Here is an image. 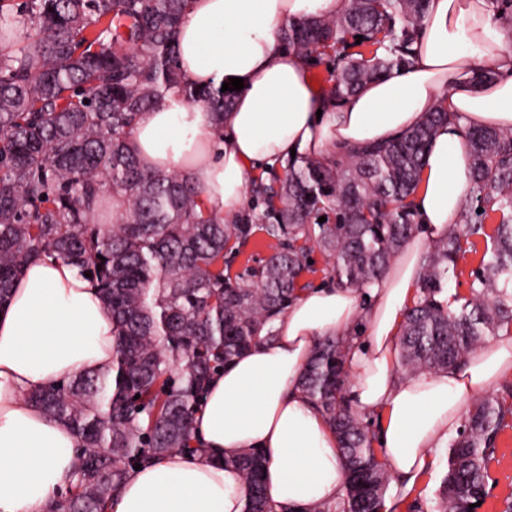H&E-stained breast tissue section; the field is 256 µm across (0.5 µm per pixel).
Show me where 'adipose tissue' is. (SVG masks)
<instances>
[{
  "label": "adipose tissue",
  "mask_w": 512,
  "mask_h": 512,
  "mask_svg": "<svg viewBox=\"0 0 512 512\" xmlns=\"http://www.w3.org/2000/svg\"><path fill=\"white\" fill-rule=\"evenodd\" d=\"M349 0H190L178 34V66L196 88L239 77L224 130L204 104L165 96L136 126L151 169L188 176L202 207L231 223L258 169L291 158L326 159L390 139L445 105L456 116L430 142L412 206L419 236L364 289L319 285L298 294L261 340L210 381L193 434L225 456L261 450L271 512H309L344 499L347 471L336 436L298 388L315 343L343 340L351 397L377 417L379 458L410 493L436 449L460 428L466 406L512 375V330L436 374L397 370L404 316L419 288L424 251L460 219L469 189L467 129L512 128V36L491 0H429L410 65L335 101L279 31L299 19L343 15ZM494 67V79L483 78ZM112 314L68 262L29 263L0 306V512H44L72 471V429L33 405L32 393L64 378L111 368ZM242 473L174 453L127 477L111 512H245Z\"/></svg>",
  "instance_id": "adipose-tissue-1"
}]
</instances>
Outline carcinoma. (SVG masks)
Segmentation results:
<instances>
[{
  "label": "carcinoma",
  "mask_w": 512,
  "mask_h": 512,
  "mask_svg": "<svg viewBox=\"0 0 512 512\" xmlns=\"http://www.w3.org/2000/svg\"><path fill=\"white\" fill-rule=\"evenodd\" d=\"M189 0H0V305L24 266L61 258L90 274L112 312V367L66 378L31 395L49 418L74 431L70 478L47 512H106L136 464L201 453L192 432L205 388L249 349L309 287L316 247L340 285L380 280L419 225L410 197L444 105L383 144L331 163L288 164L282 180L259 179L261 215L226 224L207 215L183 175L144 168L134 130L169 93L206 104L224 133L233 93L196 89L178 68L177 33ZM427 0H350L339 18L291 22L283 46L309 62L331 49L329 92L340 101L365 83L409 64ZM362 41H357V36ZM472 190L459 223L426 257L420 293L401 329L407 374L463 362L486 336L512 326V130L473 128ZM112 196V223L105 193ZM496 220L488 233L473 214ZM332 224H310L319 210ZM258 225H252V221ZM263 231L277 247L256 268L232 277L224 257ZM484 241L469 296L442 299L460 259ZM343 344L316 343L300 387L334 429L348 470L343 502L313 512H381L390 475L368 425L343 393ZM512 404L486 396L470 405L449 444L439 512H475L486 496L488 460ZM224 463L247 488V512H267L262 455Z\"/></svg>",
  "instance_id": "1"
}]
</instances>
